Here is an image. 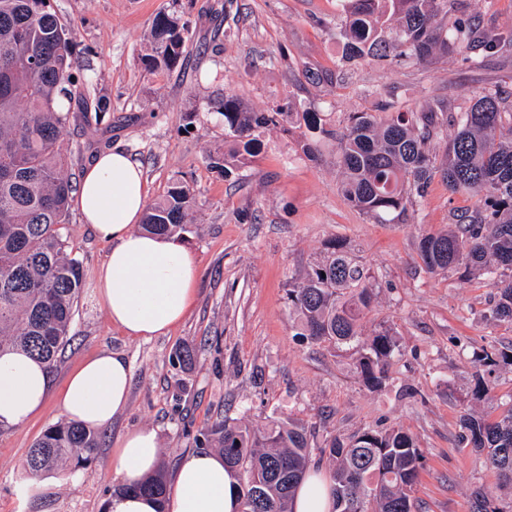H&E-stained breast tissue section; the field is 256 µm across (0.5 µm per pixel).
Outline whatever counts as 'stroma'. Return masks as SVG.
<instances>
[{"mask_svg":"<svg viewBox=\"0 0 512 512\" xmlns=\"http://www.w3.org/2000/svg\"><path fill=\"white\" fill-rule=\"evenodd\" d=\"M343 0H51L74 31L75 51L90 97L109 111L70 122L63 143L69 174L79 179L99 152L119 147L144 170L148 202L175 182L195 197L187 249L195 260L196 292L184 320L148 340L126 336L95 300V272L109 251L78 210L64 234L82 263L83 282L71 328L73 342L50 375L51 396L28 423L0 428V512H104L116 482L106 470L122 434L154 428L159 465L173 476L213 422L252 426L268 417L294 420L314 433L313 459L327 469L324 441L366 428L401 427L423 453L413 489L418 512H470L475 491L493 492L503 508L512 491L462 442L461 419H493L512 402V366L486 374L483 351L512 349V324L487 323L491 288L478 279L427 272L415 242L444 229L451 210L470 207L467 194L429 186L417 212L380 224L354 209L339 190L334 141L316 155L301 148L302 131L266 130L263 147L232 176L214 168L224 155V119L214 105L224 94L249 108L276 105L325 113L332 128L353 112L396 103L416 110L442 101L463 111L476 96L512 89V53H485L481 66L451 55L423 62L365 58L343 65ZM481 25L512 32V0H465ZM176 8L187 26L178 65L144 68L156 14ZM345 240L376 276L373 311L363 326H388L397 349L389 379L366 387L355 348L333 350L298 336L288 285L320 259L326 241ZM112 352L132 368L129 402L104 429L95 459L73 481L44 477L31 493L27 454L64 415L58 396L85 360ZM490 386L477 398L478 379Z\"/></svg>","mask_w":512,"mask_h":512,"instance_id":"35a3bbf8","label":"stroma"}]
</instances>
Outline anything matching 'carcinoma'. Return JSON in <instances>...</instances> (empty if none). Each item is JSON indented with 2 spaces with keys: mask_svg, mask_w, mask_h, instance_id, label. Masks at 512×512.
Returning <instances> with one entry per match:
<instances>
[{
  "mask_svg": "<svg viewBox=\"0 0 512 512\" xmlns=\"http://www.w3.org/2000/svg\"><path fill=\"white\" fill-rule=\"evenodd\" d=\"M185 24L177 11L156 15L150 28L147 66L174 67L185 49ZM344 59L405 57L423 61L448 53L466 55L512 47V38L456 14L450 0H347ZM73 32L61 23L50 0H0V354L26 352L48 372L70 341L83 278L80 260L68 251L63 230L73 192L70 155L63 132L74 113L106 112V100H90L78 75ZM231 143L224 164L229 176L255 156L260 131L296 116L308 131L336 139L343 170L341 191L360 213L378 223L415 210L429 184L440 177L452 194L475 198L450 215L448 229L423 234L417 250L431 273L482 277L495 290L484 313L489 323L512 324V92L488 91L464 112L450 116L441 103L418 112H353L339 132L326 128L323 113L252 112L226 93L217 107ZM457 130L448 137V122ZM447 139L442 157L431 151ZM194 198L183 185L147 208L141 229L184 239L193 232ZM323 259L288 289L298 335L331 348L354 346L363 383L379 388L384 366L396 349L390 329L379 326L363 338L362 323L374 303L375 273L342 241L325 244ZM481 365L493 372L512 365V354L485 353ZM465 438L485 454V464L512 485V404L488 420L467 416ZM200 444L217 448L234 473L241 512H293L297 486L309 468L310 431L292 420L262 427L222 419L202 433ZM101 437L76 422L46 429L30 448L27 476L67 479L93 461ZM329 455L334 512H413L412 487L422 453L401 428H367L350 438L331 439ZM154 497L163 512L167 492L158 470L114 493ZM472 512H505L477 491Z\"/></svg>",
  "mask_w": 512,
  "mask_h": 512,
  "instance_id": "carcinoma-1",
  "label": "carcinoma"
}]
</instances>
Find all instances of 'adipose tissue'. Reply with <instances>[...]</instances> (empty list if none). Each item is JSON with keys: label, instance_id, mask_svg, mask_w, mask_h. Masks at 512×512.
<instances>
[{"label": "adipose tissue", "instance_id": "adipose-tissue-1", "mask_svg": "<svg viewBox=\"0 0 512 512\" xmlns=\"http://www.w3.org/2000/svg\"><path fill=\"white\" fill-rule=\"evenodd\" d=\"M146 181L125 151L99 153L80 178L75 205L83 223L110 243L96 271L97 301L109 321L127 336L150 339L180 323L194 298V260L178 239L139 231L146 206ZM131 366L119 354L84 362L60 396L63 413L91 430L111 426L129 400ZM50 391L44 365L24 353L0 355V428L25 424ZM160 439L150 427L127 432L112 448L107 466L132 485L158 466ZM235 479L221 454H190L176 469L164 504L128 493L108 499L106 512H237ZM294 512H332L328 480L318 472L299 486Z\"/></svg>", "mask_w": 512, "mask_h": 512}]
</instances>
